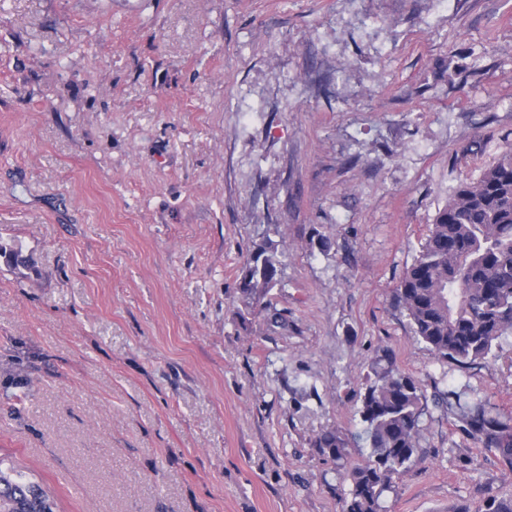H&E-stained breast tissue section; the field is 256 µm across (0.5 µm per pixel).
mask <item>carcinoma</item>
I'll use <instances>...</instances> for the list:
<instances>
[{
	"label": "carcinoma",
	"instance_id": "obj_1",
	"mask_svg": "<svg viewBox=\"0 0 512 512\" xmlns=\"http://www.w3.org/2000/svg\"><path fill=\"white\" fill-rule=\"evenodd\" d=\"M280 253L265 239L241 278L240 292L261 300L277 282ZM413 336L439 359L467 364L494 354L512 335V152L474 181L460 183L430 224L412 264L395 289ZM360 394L359 437L371 452L347 470L342 512H385V493L417 462L423 390L388 355L371 363ZM462 430L494 451L512 472V413L486 401L456 402ZM312 446L341 463L349 437L339 429L318 433ZM0 512H55L37 483L0 474ZM478 512H512V499L486 498Z\"/></svg>",
	"mask_w": 512,
	"mask_h": 512
}]
</instances>
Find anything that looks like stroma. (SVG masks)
<instances>
[{"mask_svg": "<svg viewBox=\"0 0 512 512\" xmlns=\"http://www.w3.org/2000/svg\"><path fill=\"white\" fill-rule=\"evenodd\" d=\"M510 150L512 0H0V469L56 512H340L311 442L388 353L424 392L388 512L512 498L437 399L512 413V335L440 361L395 300ZM280 254L275 244L264 239L257 245L251 255L250 262L241 278L240 292L252 299L260 301L277 282V276L281 261Z\"/></svg>", "mask_w": 512, "mask_h": 512, "instance_id": "stroma-1", "label": "stroma"}]
</instances>
